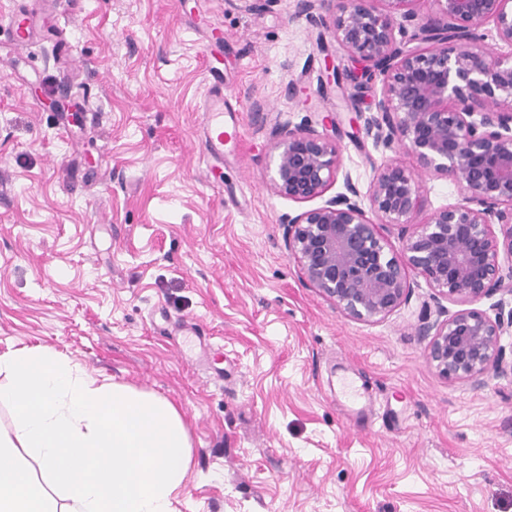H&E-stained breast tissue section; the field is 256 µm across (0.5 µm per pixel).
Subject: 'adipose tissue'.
<instances>
[{"mask_svg": "<svg viewBox=\"0 0 512 512\" xmlns=\"http://www.w3.org/2000/svg\"><path fill=\"white\" fill-rule=\"evenodd\" d=\"M0 512H173L191 444L166 399L47 348L0 356Z\"/></svg>", "mask_w": 512, "mask_h": 512, "instance_id": "1", "label": "adipose tissue"}]
</instances>
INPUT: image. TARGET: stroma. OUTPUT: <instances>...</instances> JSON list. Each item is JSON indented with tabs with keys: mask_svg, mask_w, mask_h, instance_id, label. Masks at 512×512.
Listing matches in <instances>:
<instances>
[{
	"mask_svg": "<svg viewBox=\"0 0 512 512\" xmlns=\"http://www.w3.org/2000/svg\"><path fill=\"white\" fill-rule=\"evenodd\" d=\"M0 355L48 347L165 398L192 467L175 512H512V379H448L418 334L437 304L356 322L284 244L276 128L334 133L367 192L385 150L321 72L353 63L294 0H0ZM224 88L241 139L204 161ZM296 94H289V86ZM355 377L357 415L339 389Z\"/></svg>",
	"mask_w": 512,
	"mask_h": 512,
	"instance_id": "35a3bbf8",
	"label": "stroma"
}]
</instances>
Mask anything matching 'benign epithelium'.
Returning <instances> with one entry per match:
<instances>
[{"mask_svg": "<svg viewBox=\"0 0 512 512\" xmlns=\"http://www.w3.org/2000/svg\"><path fill=\"white\" fill-rule=\"evenodd\" d=\"M296 0V14L330 31L381 84L357 133L404 152L419 170L451 180L459 199L427 208L417 173L394 159L375 171L366 199L350 175L345 192L283 218L288 255L310 287L344 317L380 320L412 294L409 272L433 290L439 319L424 321L427 358L442 376L480 387L512 375L501 336L512 328L503 300L490 311L441 305L512 294V52L478 30L492 26L512 48V0ZM453 38L464 40L448 47ZM270 188L297 203L322 197L342 168L338 142L305 124L278 129ZM398 229V245L389 231Z\"/></svg>", "mask_w": 512, "mask_h": 512, "instance_id": "1", "label": "benign epithelium"}]
</instances>
